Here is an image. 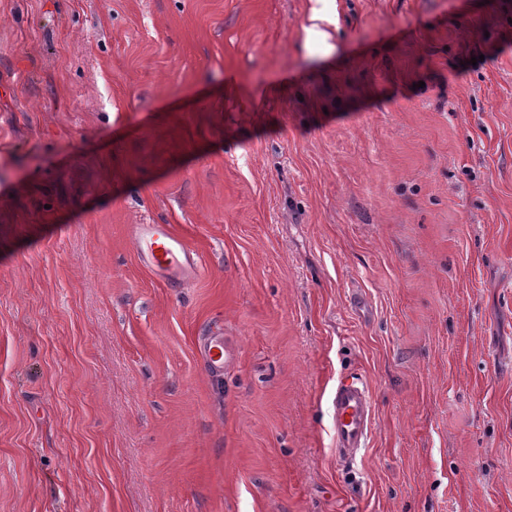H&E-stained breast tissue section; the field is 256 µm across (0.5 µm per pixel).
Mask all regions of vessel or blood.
Masks as SVG:
<instances>
[{
    "label": "vessel or blood",
    "mask_w": 512,
    "mask_h": 512,
    "mask_svg": "<svg viewBox=\"0 0 512 512\" xmlns=\"http://www.w3.org/2000/svg\"><path fill=\"white\" fill-rule=\"evenodd\" d=\"M139 261L162 282L188 286L198 272L196 254L167 224H134L129 231ZM372 413L371 395L358 380L339 384L332 400L333 439L340 448L364 447Z\"/></svg>",
    "instance_id": "b4317fda"
}]
</instances>
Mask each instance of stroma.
<instances>
[{
  "label": "stroma",
  "instance_id": "1",
  "mask_svg": "<svg viewBox=\"0 0 512 512\" xmlns=\"http://www.w3.org/2000/svg\"><path fill=\"white\" fill-rule=\"evenodd\" d=\"M312 6L0 0V512H512V0ZM311 25L305 28L308 37H313L321 46L324 51H329L333 48L330 43L332 34L327 29L321 28L319 22L326 20L323 9L313 8L310 18ZM139 261L162 282L188 286L198 272L196 254L168 224L130 225ZM371 413V395L363 382L340 383L332 400V431L336 448H363Z\"/></svg>",
  "mask_w": 512,
  "mask_h": 512
}]
</instances>
